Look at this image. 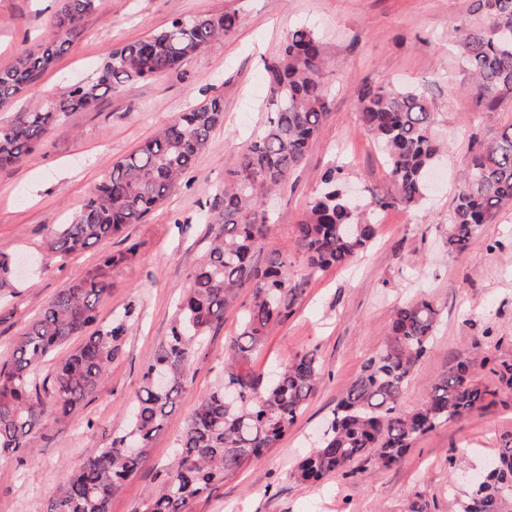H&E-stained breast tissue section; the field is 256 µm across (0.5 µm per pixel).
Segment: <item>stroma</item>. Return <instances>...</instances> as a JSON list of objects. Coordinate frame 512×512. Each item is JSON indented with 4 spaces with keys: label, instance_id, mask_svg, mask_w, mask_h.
<instances>
[{
    "label": "stroma",
    "instance_id": "stroma-1",
    "mask_svg": "<svg viewBox=\"0 0 512 512\" xmlns=\"http://www.w3.org/2000/svg\"><path fill=\"white\" fill-rule=\"evenodd\" d=\"M62 0H0V70L18 52L51 41V20ZM473 0H97L71 49L0 107V124L50 103L61 87L87 78L109 50L168 27L175 19L237 11L239 24L189 59L181 73L126 86L96 109L71 113L19 163L0 166V254L30 260L12 288L0 290V354L44 305L72 281L96 270L104 253L122 260L107 272L108 296L97 326L134 307L136 322L98 393L65 419L46 401L44 426L30 447L0 460V512H48L68 476L95 450L122 435L141 386V373L170 331L176 303L205 249L210 225L200 214L265 116L263 61L288 32L305 25L322 39L329 66L322 80L330 112L300 166L274 197L262 253L286 258L297 290L292 314L254 356L258 370L312 353L324 377L287 436L259 460L225 476L196 498L189 512H455L462 470H482L502 436L512 434V393L488 368L473 366L476 380L493 391L492 406L419 437L401 464L367 466L336 474L321 485L290 474L315 448L344 390L377 350L396 307L417 298L434 302L440 319L434 339L409 380L400 407L410 411L432 385L474 350L512 361V209L482 225L471 249L447 245L452 201L473 134L512 123V97L494 116L477 108L456 51L448 41L453 20L466 18ZM413 83L438 105L433 133L448 147L441 176L415 207L382 212L375 242L351 267L309 275L296 246L295 228L332 163L351 181L387 193L392 184L379 150L359 119V93L367 87ZM224 101V123L167 201L143 224L63 259L46 246L50 225L81 208L113 161L181 112L205 98ZM136 242L128 252V242ZM250 293L241 290L203 344L192 353L191 379L179 403L153 438L134 477L112 498L111 512H143L174 463V447L200 394L224 377V348L239 330Z\"/></svg>",
    "mask_w": 512,
    "mask_h": 512
}]
</instances>
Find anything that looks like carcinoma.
<instances>
[{"instance_id":"carcinoma-1","label":"carcinoma","mask_w":512,"mask_h":512,"mask_svg":"<svg viewBox=\"0 0 512 512\" xmlns=\"http://www.w3.org/2000/svg\"><path fill=\"white\" fill-rule=\"evenodd\" d=\"M95 0H63L52 18L57 38L22 50L14 65L0 70V107L13 101L52 69L80 34ZM472 18L453 22L450 31L481 111L497 109L512 94V0H474ZM237 14H200L111 50L88 80L60 90L45 110L21 112L0 126V164L21 160L61 117L92 109L108 93L146 78L179 71L214 40L232 34ZM326 63L321 38L307 27L293 29L279 52L264 61L270 112L260 134L239 154L216 202L200 216L214 224L200 262L181 296L170 333L142 371L129 431L100 448L70 475L49 512H110L112 496L134 476L153 437L177 404L187 382L195 345L224 318L229 300L252 289L240 313L237 336L225 347L224 382L202 394L176 446L177 465L166 473L145 512H188L190 502L224 476L263 456L288 434L316 392L322 366L314 354L295 356L270 374L258 372L254 352L288 318L285 263L277 255L262 266L252 262L270 222L266 198L305 159L329 112L322 81ZM363 127L381 145L394 191L370 193L359 209L341 194L342 166L328 168L321 188L296 225L297 246L311 273L352 263L375 240L378 216L393 206L419 204L427 175L442 153L433 134L436 106L413 85L380 87L359 99ZM224 124V102L211 96L160 128L112 167L79 211L54 224L47 246L62 256L83 251L143 224L162 204ZM512 206V124L473 138L465 157L463 182L454 196L448 250L466 252L479 229ZM115 257H100L99 271L74 281L53 297L26 326L8 357L0 361V457L30 446L43 422L46 394L61 415L97 393L119 356L134 321V307L93 332L97 309L110 283L104 270ZM16 281V259L0 256V288ZM439 322L432 302L411 301L394 310L384 340L336 405L317 448L291 472L315 484L355 464H400L412 442L434 428L485 408L488 390L472 377V361H461L432 387L424 403L403 412L399 403ZM83 337L42 386L32 371L56 347ZM240 398L224 402V389ZM456 512H512V435L504 436L479 480L455 496Z\"/></svg>"}]
</instances>
